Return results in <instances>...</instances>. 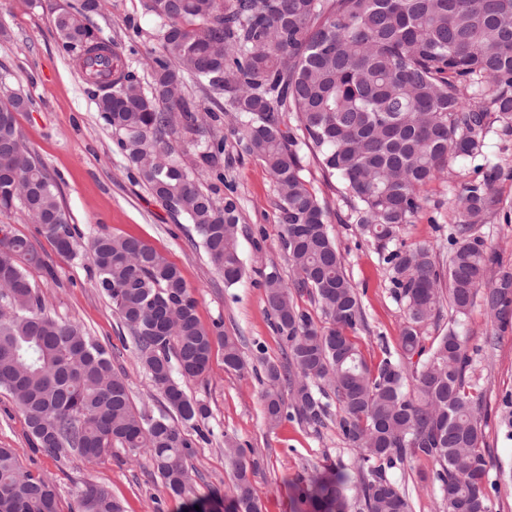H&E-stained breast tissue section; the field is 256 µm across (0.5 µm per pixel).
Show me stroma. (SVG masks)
I'll return each mask as SVG.
<instances>
[{"label": "stroma", "instance_id": "stroma-1", "mask_svg": "<svg viewBox=\"0 0 512 512\" xmlns=\"http://www.w3.org/2000/svg\"><path fill=\"white\" fill-rule=\"evenodd\" d=\"M79 4L80 0H0V98L19 93L29 100L27 109L16 115L17 125L58 184L61 203L81 232L77 253L59 255L21 209L1 213L0 224L26 238L44 259V267L28 268L27 274L46 313L80 324L93 340L111 348L112 363L125 373L136 411L156 416L168 404L142 368L111 301L97 286L90 247L98 231L139 238L164 254L196 298L201 326L210 330L222 323L226 335L237 338L248 367L242 372L225 370L224 352L217 347L208 372L183 381L185 393L207 405L205 425L213 436L189 459L192 483L179 498L169 494L149 456L141 452L116 446L92 464L34 452L24 415L3 390L0 447L13 449L22 467L56 485L61 512H69L89 482L106 486L124 512H196L200 506L205 512H225L233 482L224 457L228 437L258 462L252 485L262 512H298L297 487L331 468L349 482L347 512H363L357 453L335 422L315 430L293 419L272 428L264 419V387L257 374L264 362H281L283 344L266 312L262 282L272 271L286 281L292 276L280 246L278 195L268 169L241 151L228 127H221L224 165L206 172L200 185L216 201L232 195L239 203V250L245 273L240 282L225 287L193 225L156 199L129 166L117 134L102 119L80 71L62 49L54 18L60 9L73 11ZM85 23L96 35L112 39L142 85L150 84L146 56L154 45L156 23L144 13L141 0H106L102 11ZM488 162L502 168L494 185L502 205L479 233L498 253L501 265L512 268V136L502 135L496 126L482 155L450 158L445 173L422 188L423 208L406 226L401 243L428 247L438 264H446L457 199ZM303 176L328 207L329 232L365 314L356 341L365 360L377 363L382 345L396 347L405 322L385 253L349 223L336 178L325 177L313 153L304 155ZM459 329L476 351L470 376L482 394L479 421L485 452L493 463L489 479L498 485L490 495V512H512V433L504 424L512 410V326L499 332L492 347H485L490 326L483 307L477 305ZM436 469L426 458H410L391 469V477L409 495L412 512H442Z\"/></svg>", "mask_w": 512, "mask_h": 512}]
</instances>
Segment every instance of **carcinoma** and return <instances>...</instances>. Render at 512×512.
I'll return each instance as SVG.
<instances>
[{
  "mask_svg": "<svg viewBox=\"0 0 512 512\" xmlns=\"http://www.w3.org/2000/svg\"><path fill=\"white\" fill-rule=\"evenodd\" d=\"M142 8L158 23L147 92L113 42L78 52L92 35L84 8L57 13L55 26L126 160L153 195L194 225L225 285L244 274L237 199L226 196L218 207L198 186L199 173L178 161L174 143L198 150L203 167L219 168L218 132L230 114L242 151L260 159L277 184L280 245L293 277L286 283L271 272L263 285L284 343V363L264 365L266 421L291 418L317 428L339 417L359 454L365 512H410L405 488L389 475L409 457L439 466L443 512H489L478 481L489 465L477 419L481 395L469 381L466 338L451 326L427 352L421 334L445 299L458 322L479 299L493 326L512 323V272L486 284L499 258L476 234L499 209L493 186L501 167L487 166L464 187L446 270L425 246L390 251L388 244L421 209L420 188L450 156L482 154L495 121L512 135V0H142ZM188 81L206 101L186 93ZM23 107L18 94L0 101V156L11 158L9 168H0V211L21 207L57 252L70 256L80 232L17 127ZM288 112L293 127L285 123ZM304 147L338 178L360 233L388 250L385 261L405 307L399 346L409 359L428 353L421 367L408 371L386 349L371 367L348 335L364 325V311L329 236L326 208L303 177ZM1 231L0 389L24 414L32 449L93 464L116 445L145 448L154 473L171 494L182 495L191 480L187 461L211 432L200 425L208 407L180 380L202 376L217 344L225 369L244 370L237 341L200 325L195 297L164 255L133 236L98 234L97 285L170 411L193 433L167 414L141 415L109 351L79 324L44 313L20 264L45 266L38 252L7 227ZM303 298L328 325L313 320ZM224 454L234 467V512H261L251 483L257 462L227 436ZM346 491L344 480L322 479L299 487L297 498L303 512H345ZM0 512H58L54 484L2 447ZM77 512L123 508L108 488L90 485L78 496Z\"/></svg>",
  "mask_w": 512,
  "mask_h": 512,
  "instance_id": "obj_1",
  "label": "carcinoma"
}]
</instances>
